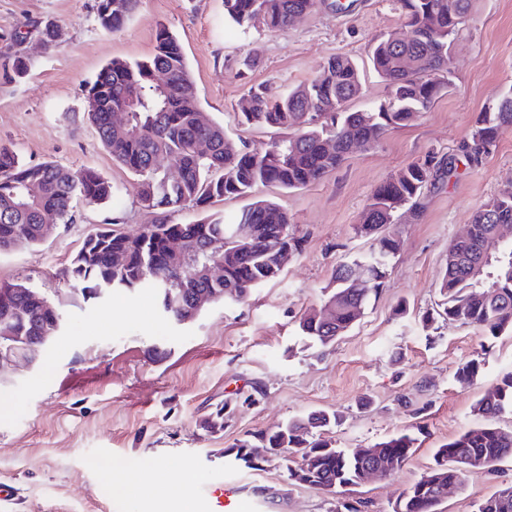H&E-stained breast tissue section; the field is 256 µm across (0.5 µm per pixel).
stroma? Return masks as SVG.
<instances>
[{
	"mask_svg": "<svg viewBox=\"0 0 512 512\" xmlns=\"http://www.w3.org/2000/svg\"><path fill=\"white\" fill-rule=\"evenodd\" d=\"M31 20L51 22L57 37L38 48L29 32L30 67L12 79L0 71V144L29 163L96 170L115 193L102 204L77 201L75 221L61 224L37 249L0 252V281L35 287L63 327L36 361L0 372V485L13 490L0 512H182L177 482L197 473L193 512H209L202 493L235 481L254 512H391L396 498L433 463L434 453L480 424L472 406L512 374V332L490 337L453 321L423 328L440 299L448 245L490 199L512 189V132L481 168H458L425 187L388 231L400 241L388 275L357 324L331 346H308L302 315L320 307L336 264L370 250L356 227L375 189L414 163L439 162L468 136L478 115L512 87V0H472L450 55L452 74L428 111L389 131L306 187L258 186L245 197L217 199L211 211L232 217L260 199L277 202L302 239L280 277L238 303L207 306L192 323L161 315L153 289L125 294L101 286L87 299L66 276L84 238L103 228L134 232L158 221L188 224L196 210L144 208L136 178L102 146L84 111L83 89L102 66L152 55L158 27L178 39L199 105L236 146L260 149L288 137L278 127L242 124L238 103L251 85L287 90L315 78L342 54L361 74L352 106L376 107L389 90L368 55L382 35L403 28L400 0H354L341 12L329 0L287 29L238 27L224 0H140L116 31L103 30L96 0H0V43ZM252 68H245L244 60ZM410 307L395 316L399 303ZM478 357L477 378L460 385L457 366ZM230 404L223 430L206 421ZM341 415L335 447L366 448L399 432L415 451L395 474L373 477L336 495L295 486L283 460L264 470H236L224 451L236 440L276 429L314 410ZM133 478L116 491L119 477ZM512 484V463L466 474L443 512H472L473 502Z\"/></svg>",
	"mask_w": 512,
	"mask_h": 512,
	"instance_id": "35a3bbf8",
	"label": "stroma"
}]
</instances>
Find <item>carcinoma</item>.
Wrapping results in <instances>:
<instances>
[{"mask_svg":"<svg viewBox=\"0 0 512 512\" xmlns=\"http://www.w3.org/2000/svg\"><path fill=\"white\" fill-rule=\"evenodd\" d=\"M140 0H97L100 26L115 31L129 19ZM407 31L382 36L374 42L370 62L390 90L388 102L376 108L349 109V102L361 93L357 65L348 57L334 56L310 82L282 94L268 85L249 88L244 99L249 109H240L246 123L292 129L295 134L262 149L234 150L224 126L200 119L186 58L176 37L165 27L157 30L153 54L146 60L129 62L114 59L98 73L84 95L94 97L95 109L87 113L103 146L112 158L138 177L137 192L149 209L176 211L193 206L201 217L192 224H148L135 233L115 229L88 235L73 257L69 280L86 298L98 295L100 284L117 291L157 288L160 309L171 320H181L198 290L217 289L224 300L238 302L254 288L277 279L281 269L275 253L283 246L302 251L300 238L290 233V219L276 202L259 200L243 209L231 223L208 212L214 198L246 196L259 185L284 190L305 187L336 169L355 149L376 145L390 130L407 125L417 112H426L440 90L449 83L451 43L466 23L471 0H401ZM318 0H224V14L239 26L261 25L280 31L294 18L317 6ZM43 47L54 41L49 22L32 21ZM407 59L411 68H402ZM30 58L18 42L0 49V66L13 77L27 75ZM131 108L130 123L117 126L112 111ZM512 131V88L501 91L491 112H484L470 134L459 144L446 166L453 173L458 162L469 169L479 168L491 154L487 145ZM333 141L332 153L322 143ZM208 144L199 153L195 146ZM165 159L179 170L172 181L162 170ZM435 166V167H437ZM430 162L412 164L380 184L370 198L362 223L371 225L366 235L376 237L369 252L340 262L325 302L326 319L308 312L300 320L302 335L312 346L325 348L345 335L364 312L370 293L383 286L387 268L399 249V241L382 234L395 221L396 213L416 203L421 191L434 179ZM114 188L95 170L78 171L52 162L31 164L22 161L10 148L0 146V252L17 246L38 247L48 224L74 222L72 202L81 197L89 204L112 198ZM239 224L260 227L259 234L245 247L233 246L236 256L224 262V280L210 282L201 269L213 262L207 250L216 237L231 238ZM501 224H512V192L485 203L473 216L468 235L448 246V266L439 285L438 316L482 327L494 337L512 329V241L499 250L485 252ZM180 240L183 250L173 254L171 241ZM364 276L367 288L354 285L353 274ZM16 294L17 316L13 327H1L0 336L31 337L27 354L41 352L36 341L41 326L61 320L54 306L35 307L30 298L36 290L23 283L0 284ZM482 361L469 359L458 365L455 379L465 385L474 381ZM484 417L512 413V375L487 390L473 405ZM340 420L336 413L315 411L292 419L274 431L261 432L255 439L243 438L224 456L234 467L259 470L249 460L250 451L262 448H304L303 458L312 466L307 486L323 492L357 484L362 470L378 467L393 474L414 452V438L407 433L389 437L368 448L350 452L333 447L330 429ZM319 433L306 438V431ZM512 460V430L493 424L472 427L438 448L434 465L401 494L392 512H439L450 485H459L464 474L490 472L497 464ZM474 512H512V485L500 486L475 504Z\"/></svg>","mask_w":512,"mask_h":512,"instance_id":"cac0c4a2","label":"carcinoma"}]
</instances>
